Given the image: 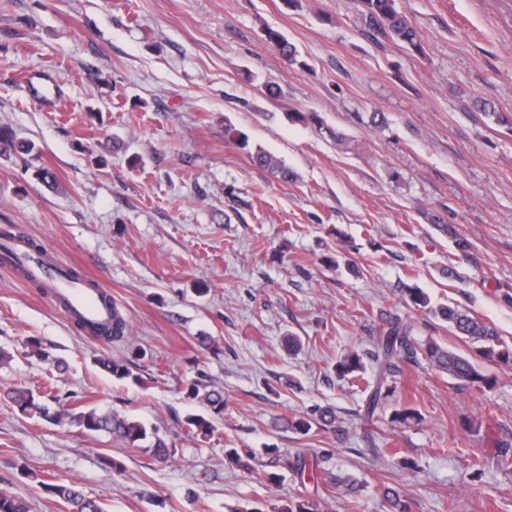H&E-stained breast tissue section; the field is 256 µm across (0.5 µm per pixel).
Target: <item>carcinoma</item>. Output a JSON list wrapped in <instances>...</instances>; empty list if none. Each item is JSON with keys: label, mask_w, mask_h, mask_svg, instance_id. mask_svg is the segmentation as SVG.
Segmentation results:
<instances>
[{"label": "carcinoma", "mask_w": 512, "mask_h": 512, "mask_svg": "<svg viewBox=\"0 0 512 512\" xmlns=\"http://www.w3.org/2000/svg\"><path fill=\"white\" fill-rule=\"evenodd\" d=\"M363 5L369 33L375 42H380L382 38L397 40L410 50L420 55L424 54L420 33L408 18L398 11L396 0H363ZM263 32L265 40L279 51L289 65H296L304 71L307 70V64L299 59L297 49L280 31L266 27ZM478 106L494 124L505 126L512 131V114L496 112L483 102L478 103ZM31 150L30 145L17 143L8 130L0 127V151L27 153ZM251 159L255 165L281 181L288 182L295 178V175L281 159L260 148L251 155ZM431 222L437 225L438 230L448 235L462 255L469 256L471 245L466 237L452 227L440 223L437 218H431ZM432 313L447 323L448 328L455 335L482 343L480 353L483 356L497 358L507 363L512 361V350L499 342L495 331L469 311L457 306L445 305L433 309ZM86 331L99 339L110 341L125 338L130 334L131 329L127 318L114 305L112 306L111 324L91 326L86 328ZM377 345L376 383L364 400L365 415L368 417L374 414L385 395L383 387L387 378L398 372V362L412 358L419 353L433 368L448 374L457 381L473 386L488 384V379L478 371L470 358L453 352L434 341H428L418 348L415 347L408 325L398 318L385 322L379 328ZM96 363L115 380L139 383V377L134 375L128 365L120 359L106 356L97 359ZM335 371L336 375L343 379L349 376L360 377L365 373L366 366L358 353L350 351L336 361ZM188 395L206 407L213 416L223 415V391L216 388L210 389L206 385L194 382L188 389ZM48 400L56 401L58 397L48 392L36 393L21 385L0 393V402L18 409L25 415L48 419L57 425L75 426L89 434H107L122 441L128 448L140 447V443L148 437L146 426L135 418L121 417L117 414L100 411L95 407H87L79 399L66 405L60 404L57 409L52 411L46 404ZM185 423L205 437L213 434L216 430L214 420L196 413L188 414ZM318 467L319 459L314 452L309 456L297 457L293 465L294 472L301 479L304 477L314 478ZM39 484L45 494L64 504L66 512H108L107 504L103 500L84 494L79 485L74 482L57 479L41 480ZM384 498L393 512H407L405 500L401 498L397 488L386 486ZM0 512H30V506L24 498L7 489H0Z\"/></svg>", "instance_id": "1"}]
</instances>
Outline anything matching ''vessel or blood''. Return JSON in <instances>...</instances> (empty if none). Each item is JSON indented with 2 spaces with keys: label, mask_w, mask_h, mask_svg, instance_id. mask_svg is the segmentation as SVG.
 Here are the masks:
<instances>
[{
  "label": "vessel or blood",
  "mask_w": 512,
  "mask_h": 512,
  "mask_svg": "<svg viewBox=\"0 0 512 512\" xmlns=\"http://www.w3.org/2000/svg\"><path fill=\"white\" fill-rule=\"evenodd\" d=\"M22 264L41 280L69 319L84 323H104L112 317V305L102 299V288L87 276L72 277L69 267L49 254L28 252L24 240L0 246V266Z\"/></svg>",
  "instance_id": "b4317fda"
}]
</instances>
